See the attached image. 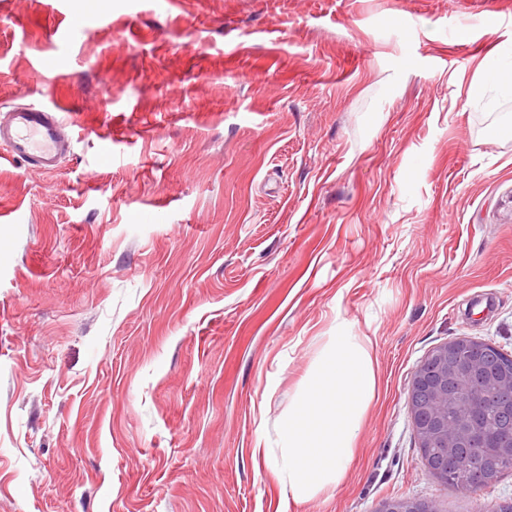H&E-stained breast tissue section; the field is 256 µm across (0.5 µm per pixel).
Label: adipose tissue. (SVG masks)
<instances>
[{
  "label": "adipose tissue",
  "mask_w": 512,
  "mask_h": 512,
  "mask_svg": "<svg viewBox=\"0 0 512 512\" xmlns=\"http://www.w3.org/2000/svg\"><path fill=\"white\" fill-rule=\"evenodd\" d=\"M372 340L348 323L337 325L318 351L288 405L279 452L255 447L253 457H276L283 497L305 503L337 488L356 452L365 414L375 396Z\"/></svg>",
  "instance_id": "obj_1"
}]
</instances>
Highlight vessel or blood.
<instances>
[{"label":"vessel or blood","instance_id":"obj_1","mask_svg":"<svg viewBox=\"0 0 512 512\" xmlns=\"http://www.w3.org/2000/svg\"><path fill=\"white\" fill-rule=\"evenodd\" d=\"M65 104L15 106L0 113V161L45 174L59 171L72 150L73 133L62 118Z\"/></svg>","mask_w":512,"mask_h":512}]
</instances>
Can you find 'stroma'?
<instances>
[{
	"mask_svg": "<svg viewBox=\"0 0 512 512\" xmlns=\"http://www.w3.org/2000/svg\"><path fill=\"white\" fill-rule=\"evenodd\" d=\"M0 0V110L69 103L53 175L0 164V512H473L408 389L456 336L512 352V0ZM376 396L332 492L256 442L337 323ZM479 70L486 72L492 71L489 75L492 85L503 94H512V63L509 61L507 66L501 65L494 60L485 61L479 66ZM377 512H438L436 501L416 502L405 499L389 501Z\"/></svg>",
	"mask_w": 512,
	"mask_h": 512,
	"instance_id": "1",
	"label": "stroma"
}]
</instances>
